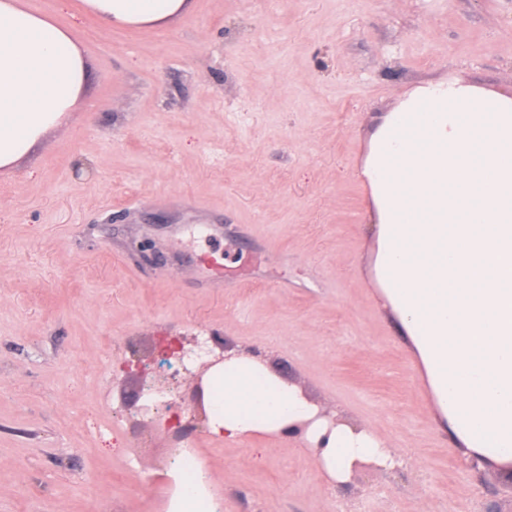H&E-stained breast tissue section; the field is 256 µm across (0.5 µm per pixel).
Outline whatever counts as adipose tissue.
Masks as SVG:
<instances>
[{
    "label": "adipose tissue",
    "mask_w": 512,
    "mask_h": 512,
    "mask_svg": "<svg viewBox=\"0 0 512 512\" xmlns=\"http://www.w3.org/2000/svg\"><path fill=\"white\" fill-rule=\"evenodd\" d=\"M105 26L155 25L191 0H81ZM87 62L47 16L0 0V168L75 111ZM381 223L385 294L423 365L444 429L468 457L512 469V92L447 81L387 117L363 170ZM212 433L284 436L308 422L313 461L345 483L354 466H401L370 427H329L262 359L228 352L208 376ZM208 473L180 476L177 512H217Z\"/></svg>",
    "instance_id": "adipose-tissue-1"
}]
</instances>
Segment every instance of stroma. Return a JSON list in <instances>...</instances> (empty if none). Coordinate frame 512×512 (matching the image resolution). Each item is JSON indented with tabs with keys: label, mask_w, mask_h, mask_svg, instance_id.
I'll return each instance as SVG.
<instances>
[{
	"label": "stroma",
	"mask_w": 512,
	"mask_h": 512,
	"mask_svg": "<svg viewBox=\"0 0 512 512\" xmlns=\"http://www.w3.org/2000/svg\"><path fill=\"white\" fill-rule=\"evenodd\" d=\"M20 3L70 32L89 77L0 168V512H149L176 466L134 413L137 368L208 333L405 461L336 485L301 441H227L202 418L182 445L221 512H512V481L470 471L438 424L361 175L416 88L512 91V0H193L109 30L80 0Z\"/></svg>",
	"instance_id": "stroma-1"
}]
</instances>
